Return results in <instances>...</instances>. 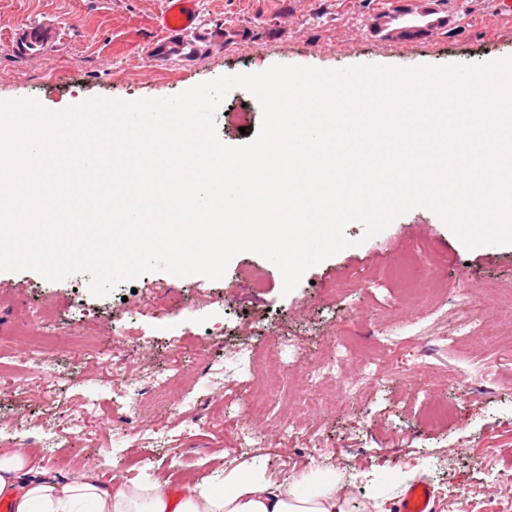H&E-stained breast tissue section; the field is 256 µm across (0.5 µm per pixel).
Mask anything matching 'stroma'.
Segmentation results:
<instances>
[{"label":"stroma","mask_w":512,"mask_h":512,"mask_svg":"<svg viewBox=\"0 0 512 512\" xmlns=\"http://www.w3.org/2000/svg\"><path fill=\"white\" fill-rule=\"evenodd\" d=\"M164 0H0V101L34 99L60 112L95 97L163 99L225 75L276 64L334 70L473 65L512 57V15L498 0H414L439 24L424 35L378 31L391 0H196L187 31L157 19ZM50 29L46 49L20 57L27 27ZM223 27L224 38L203 41ZM193 40L196 53L159 57L161 45ZM262 110L232 90L216 112L222 142L253 139ZM311 267L283 293L264 257L235 255L225 275L177 277L157 269L136 289L97 297L90 277L48 280L0 271V448L29 446L65 477L88 467L104 479L185 480L213 486L244 471L273 481L292 472L336 475L356 507L397 512L424 483L435 512H512V314L487 289L512 286V244L466 246L432 210L415 207ZM485 306L480 331L462 339L459 294ZM74 339L47 348L63 379L33 371L19 328ZM111 354H104V347ZM236 358H226V351ZM336 366L322 406L307 409L311 368ZM169 385L126 408L125 393L156 373ZM447 402L451 420L424 409ZM316 435L309 456L284 422ZM256 435L241 448V430ZM223 452L222 463L212 462Z\"/></svg>","instance_id":"1"}]
</instances>
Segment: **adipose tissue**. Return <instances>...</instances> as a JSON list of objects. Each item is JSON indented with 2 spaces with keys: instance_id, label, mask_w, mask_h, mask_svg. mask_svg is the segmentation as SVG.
I'll list each match as a JSON object with an SVG mask.
<instances>
[{
  "instance_id": "ef3b65f1",
  "label": "adipose tissue",
  "mask_w": 512,
  "mask_h": 512,
  "mask_svg": "<svg viewBox=\"0 0 512 512\" xmlns=\"http://www.w3.org/2000/svg\"><path fill=\"white\" fill-rule=\"evenodd\" d=\"M34 454L31 448H0V498L12 512H351L336 492L335 476L322 472L281 483L233 476L220 488L189 480L175 497L160 481L111 484L91 467L66 478L34 465Z\"/></svg>"
}]
</instances>
